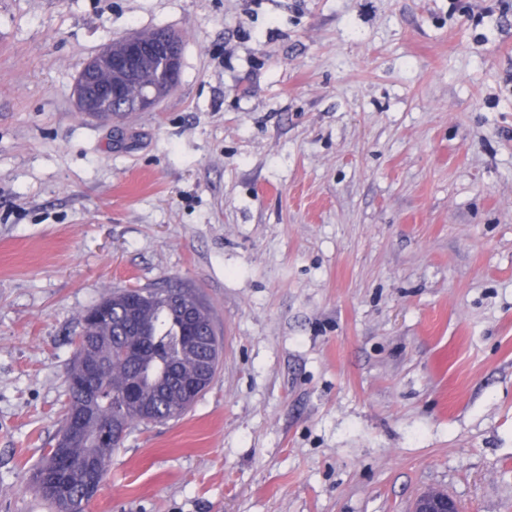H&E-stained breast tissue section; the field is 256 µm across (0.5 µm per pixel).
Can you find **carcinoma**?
Segmentation results:
<instances>
[{
    "mask_svg": "<svg viewBox=\"0 0 512 512\" xmlns=\"http://www.w3.org/2000/svg\"><path fill=\"white\" fill-rule=\"evenodd\" d=\"M166 78L152 67L140 75L145 87L162 88ZM103 309L87 312L75 342V352H92L105 365L98 388V416L116 419L127 427L135 423L175 422L192 407L176 376L194 377L208 356L211 342L224 348L213 327L209 308L191 288H122L100 302ZM78 358L66 372L68 403L63 422L86 412L89 405L74 382ZM137 384L141 402L128 403L123 395L129 382ZM114 452L112 441L93 437L58 453L49 450L36 472L38 493L56 512H71V505L56 493V483L68 466L95 459L107 471Z\"/></svg>",
    "mask_w": 512,
    "mask_h": 512,
    "instance_id": "cac0c4a2",
    "label": "carcinoma"
}]
</instances>
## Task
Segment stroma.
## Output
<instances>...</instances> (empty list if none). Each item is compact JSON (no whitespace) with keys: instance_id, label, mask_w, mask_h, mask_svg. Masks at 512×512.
<instances>
[{"instance_id":"1","label":"stroma","mask_w":512,"mask_h":512,"mask_svg":"<svg viewBox=\"0 0 512 512\" xmlns=\"http://www.w3.org/2000/svg\"><path fill=\"white\" fill-rule=\"evenodd\" d=\"M161 28L170 94L78 112ZM169 284L220 370L94 512H512V0H0V512H55L83 314ZM165 31L156 30L149 33L138 34L144 40H157ZM136 33L129 34L122 40L123 49L119 54L112 53L120 49V41L107 44L95 57L85 62L78 74L75 95L79 112L94 116L100 112L98 101L103 98L112 99V83H124L120 72L112 67L122 68L133 79L143 63L150 62L160 66L169 76L167 83L170 91L176 84V77L180 70L181 56L178 42L172 38H161L151 46L145 44ZM155 93L151 90L140 88L134 95L128 96L122 108L124 112H142L153 107ZM119 103L113 104L109 101L102 112L106 116H115L120 118L122 112ZM437 492L420 498L414 512H459V506L455 500L447 494Z\"/></svg>"}]
</instances>
